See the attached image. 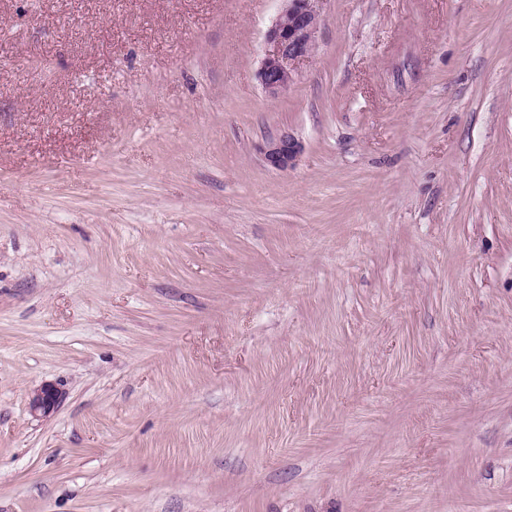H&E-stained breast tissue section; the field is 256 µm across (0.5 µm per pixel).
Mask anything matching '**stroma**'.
<instances>
[{
    "instance_id": "obj_1",
    "label": "stroma",
    "mask_w": 512,
    "mask_h": 512,
    "mask_svg": "<svg viewBox=\"0 0 512 512\" xmlns=\"http://www.w3.org/2000/svg\"><path fill=\"white\" fill-rule=\"evenodd\" d=\"M316 8L0 0V512H512V0ZM284 7L265 33L272 48L261 60L258 79L270 95H278L294 82L293 64L312 54L320 27L317 0H281ZM301 151V143L288 131L268 139L262 148L267 166L277 171H286L293 168ZM61 401L62 393L57 387L45 383L31 392L29 406L34 415L48 417L58 409Z\"/></svg>"
}]
</instances>
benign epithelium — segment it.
I'll return each mask as SVG.
<instances>
[{"label":"benign epithelium","mask_w":512,"mask_h":512,"mask_svg":"<svg viewBox=\"0 0 512 512\" xmlns=\"http://www.w3.org/2000/svg\"><path fill=\"white\" fill-rule=\"evenodd\" d=\"M284 7L265 33V42L271 50L265 54L258 69L262 88L270 95H278L294 82L293 64L312 54L320 27L319 14L314 8L317 0H282ZM302 145L287 131L268 139L262 153L270 168L286 171L296 165ZM62 401L57 387L45 383L30 395L29 406L36 416L48 417Z\"/></svg>","instance_id":"obj_1"}]
</instances>
